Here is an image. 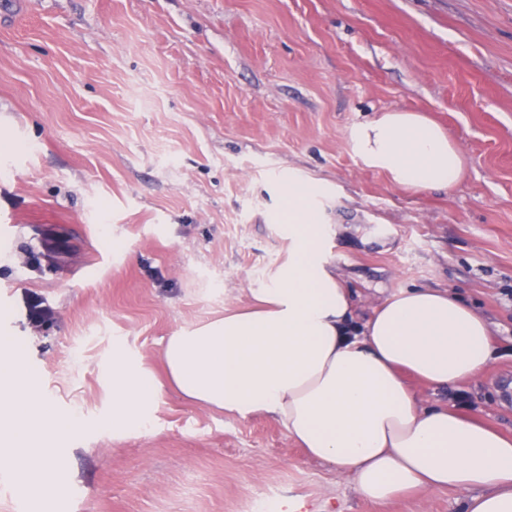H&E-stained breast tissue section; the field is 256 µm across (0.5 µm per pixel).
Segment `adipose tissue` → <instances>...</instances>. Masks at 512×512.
Listing matches in <instances>:
<instances>
[{"label":"adipose tissue","instance_id":"adipose-tissue-1","mask_svg":"<svg viewBox=\"0 0 512 512\" xmlns=\"http://www.w3.org/2000/svg\"><path fill=\"white\" fill-rule=\"evenodd\" d=\"M353 152L413 190L453 187L461 149L418 112H383L351 125ZM314 191L282 180L278 228L288 258L256 281L253 304L167 336L171 384L186 398L246 419L271 416L312 458L332 465L365 499L384 505L421 490H464V512H512V436L424 406L415 378L447 387L482 373L493 358L486 319L456 295L403 288L375 310L363 333L352 326L353 298L327 248ZM28 368H0V469L20 489L58 482L64 452L39 448L45 427L65 432L71 417L25 395ZM112 426L142 429L157 382L121 350L112 353Z\"/></svg>","mask_w":512,"mask_h":512}]
</instances>
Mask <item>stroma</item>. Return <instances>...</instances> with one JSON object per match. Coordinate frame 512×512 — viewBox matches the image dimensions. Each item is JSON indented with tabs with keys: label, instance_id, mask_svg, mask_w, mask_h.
<instances>
[{
	"label": "stroma",
	"instance_id": "1",
	"mask_svg": "<svg viewBox=\"0 0 512 512\" xmlns=\"http://www.w3.org/2000/svg\"><path fill=\"white\" fill-rule=\"evenodd\" d=\"M421 112L464 154L449 189L394 185L346 131ZM288 169L314 198L355 296L353 324L402 288L453 292L497 354L422 405L512 436V0H0V338L78 423L57 485L0 512H461L464 492L360 497L267 416L181 395L162 341L246 307L288 256L273 219ZM42 265H27L28 252ZM49 305L33 327L24 300ZM160 383L148 424L112 412V342ZM457 405V404H456Z\"/></svg>",
	"mask_w": 512,
	"mask_h": 512
}]
</instances>
